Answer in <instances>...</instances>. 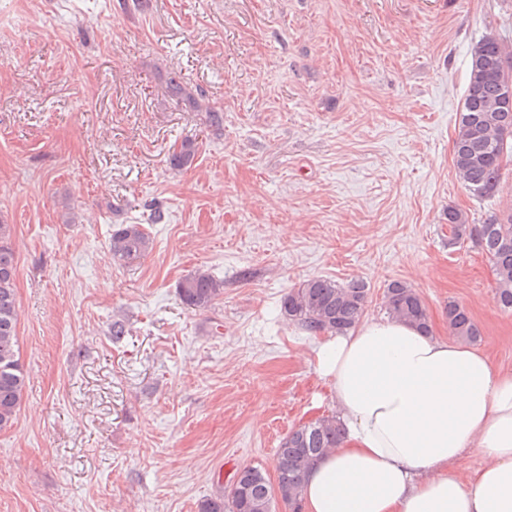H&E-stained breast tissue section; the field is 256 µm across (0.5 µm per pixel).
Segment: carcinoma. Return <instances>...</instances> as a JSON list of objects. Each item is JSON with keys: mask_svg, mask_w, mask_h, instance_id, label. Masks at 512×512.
Masks as SVG:
<instances>
[{"mask_svg": "<svg viewBox=\"0 0 512 512\" xmlns=\"http://www.w3.org/2000/svg\"><path fill=\"white\" fill-rule=\"evenodd\" d=\"M485 56L511 57L512 53L506 51L500 40L486 36L474 47L453 146V167L474 197L492 199L498 195L503 172L512 161V141L500 138L498 122L502 113L493 111L502 75L495 68H476L477 60ZM195 152L194 143L186 141L172 155L171 164L185 166L193 161ZM447 220L451 243L469 240L486 255L496 276L493 300L499 308L512 310V205L498 210L482 224L470 223L467 212L450 206ZM10 239V225L0 223V431L15 423L26 387L17 332V262ZM152 246L153 239L141 225H112L109 247L113 258L134 260L147 254ZM223 289V281L199 269L179 283L178 294L184 305L196 310L208 307ZM368 294L366 283L360 279L340 284L330 278L312 277L288 291L282 301V312L311 334L344 333L364 316ZM383 303L390 317L431 330L427 307L410 284L390 282ZM447 321L448 331L462 341L473 343L480 336L469 310L457 302H448ZM340 438L341 428L333 416L292 429L276 450L277 485L271 484L261 468L243 467V477L233 483L230 492L203 501L200 512H273L277 497L291 512H298L304 473L335 448Z\"/></svg>", "mask_w": 512, "mask_h": 512, "instance_id": "1", "label": "carcinoma"}]
</instances>
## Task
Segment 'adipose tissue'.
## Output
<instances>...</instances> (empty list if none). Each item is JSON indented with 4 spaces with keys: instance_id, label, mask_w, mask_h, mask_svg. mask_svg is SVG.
<instances>
[{
    "instance_id": "adipose-tissue-1",
    "label": "adipose tissue",
    "mask_w": 512,
    "mask_h": 512,
    "mask_svg": "<svg viewBox=\"0 0 512 512\" xmlns=\"http://www.w3.org/2000/svg\"><path fill=\"white\" fill-rule=\"evenodd\" d=\"M315 358L344 434L305 474L306 512H512V371L391 317L325 336Z\"/></svg>"
}]
</instances>
